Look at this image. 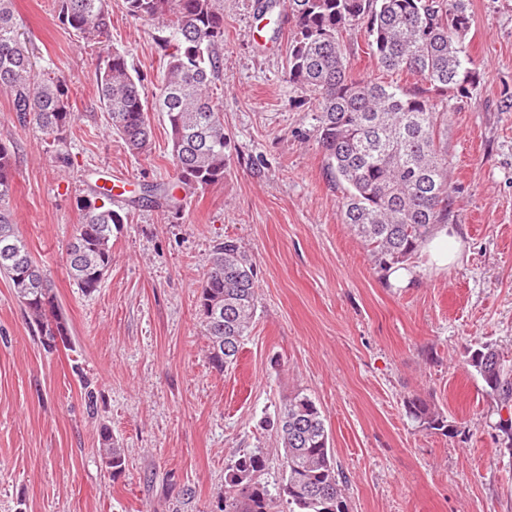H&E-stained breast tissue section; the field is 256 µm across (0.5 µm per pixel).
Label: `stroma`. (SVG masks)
Returning a JSON list of instances; mask_svg holds the SVG:
<instances>
[{
	"instance_id": "stroma-1",
	"label": "stroma",
	"mask_w": 512,
	"mask_h": 512,
	"mask_svg": "<svg viewBox=\"0 0 512 512\" xmlns=\"http://www.w3.org/2000/svg\"><path fill=\"white\" fill-rule=\"evenodd\" d=\"M112 3L105 45L125 53L154 98L161 27ZM260 4L224 0L227 173L175 215L139 200L176 178L166 118L152 113L149 148L131 154L98 102V49L56 24L55 0H14L38 67L71 89L63 159L0 94L17 229L71 333L68 346L46 350L0 277V512H218L242 454L261 453L262 482L281 484L282 450L264 420L299 392L324 415L348 512H512V450L467 364L486 342L512 361V0H471L482 80L473 98L447 99L448 226L460 257L439 269L419 251L407 287L390 283L343 224L315 105L284 76L286 13L275 6L264 24ZM114 186L129 220L88 295L66 266L76 199ZM227 238L255 264L258 302L236 362L219 372L197 299ZM414 395L454 433L419 427L404 407ZM104 426L124 452L116 479L98 454Z\"/></svg>"
}]
</instances>
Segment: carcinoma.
I'll return each instance as SVG.
<instances>
[{
  "label": "carcinoma",
  "instance_id": "carcinoma-1",
  "mask_svg": "<svg viewBox=\"0 0 512 512\" xmlns=\"http://www.w3.org/2000/svg\"><path fill=\"white\" fill-rule=\"evenodd\" d=\"M56 18L88 45L102 44L112 16V0H55ZM127 15L165 20L168 35L163 82L153 105L125 54L102 52L98 98L109 129L128 151L142 153L152 134L149 112L168 122L171 158L179 188L188 197L224 182L227 137L224 113L214 93L224 48V0H122ZM289 83L315 101L314 132L327 169L344 190L342 223L367 246L374 263L389 269L410 260L448 222L455 187L448 182V108L428 90L409 91L393 81L357 74L343 45V33L361 23L367 50L386 72H407L437 91L470 98L481 84L467 35L469 0H288ZM13 0H0V92L11 98L22 123L33 121L60 152L75 115L66 81L38 71L23 46ZM13 154L0 142V274L8 278L31 323L53 350L67 345L69 323L51 281L33 260L15 228ZM142 200L180 212L182 199L155 185ZM82 220L67 247V264L79 288H100L112 266L113 230L128 214L112 208V193L92 191L77 200ZM257 306L251 256L234 239L215 245L198 297L205 336L233 338L219 356L207 349L218 372L233 364ZM468 365L483 382L497 410H512V367L495 345L478 347ZM406 413L420 426L450 432L444 415L427 399L405 401ZM268 426L283 449L284 477L273 495L260 476L266 462L244 453L229 469L220 512H274L281 498L288 512H347L341 473L331 452L329 432L315 400L296 393ZM102 464L116 479L125 471L122 450L101 430Z\"/></svg>",
  "mask_w": 512,
  "mask_h": 512
}]
</instances>
